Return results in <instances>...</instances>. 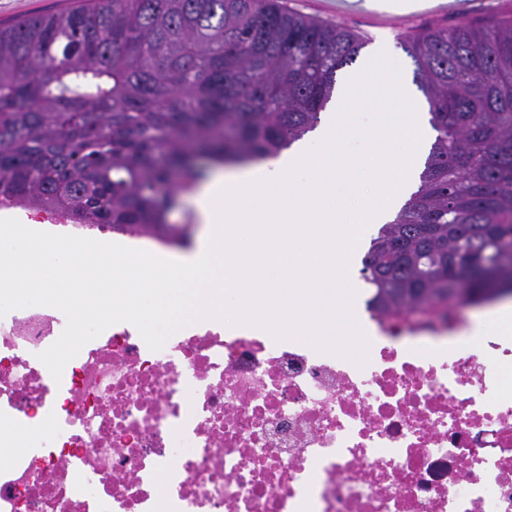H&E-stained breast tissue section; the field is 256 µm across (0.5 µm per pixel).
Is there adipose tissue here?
<instances>
[{
  "label": "adipose tissue",
  "instance_id": "1",
  "mask_svg": "<svg viewBox=\"0 0 512 512\" xmlns=\"http://www.w3.org/2000/svg\"><path fill=\"white\" fill-rule=\"evenodd\" d=\"M435 137L391 48L377 43L313 132L277 156L220 166L198 183L191 202L200 230L191 249L165 258L164 275L121 268L113 284L131 316L160 318L173 330L194 307L271 334L346 344L360 244L417 191ZM151 278L162 289L154 299L142 294Z\"/></svg>",
  "mask_w": 512,
  "mask_h": 512
}]
</instances>
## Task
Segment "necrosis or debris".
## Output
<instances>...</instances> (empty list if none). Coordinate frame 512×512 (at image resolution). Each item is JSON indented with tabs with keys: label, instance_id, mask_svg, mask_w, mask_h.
I'll use <instances>...</instances> for the list:
<instances>
[{
	"label": "necrosis or debris",
	"instance_id": "4bbe7bcc",
	"mask_svg": "<svg viewBox=\"0 0 512 512\" xmlns=\"http://www.w3.org/2000/svg\"><path fill=\"white\" fill-rule=\"evenodd\" d=\"M66 325L0 318V512H512V337L369 313L360 360L207 319L149 350L120 322L54 379Z\"/></svg>",
	"mask_w": 512,
	"mask_h": 512
}]
</instances>
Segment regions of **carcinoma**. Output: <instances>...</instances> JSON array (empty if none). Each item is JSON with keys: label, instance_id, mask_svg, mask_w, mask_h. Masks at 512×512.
<instances>
[{"label": "carcinoma", "instance_id": "1", "mask_svg": "<svg viewBox=\"0 0 512 512\" xmlns=\"http://www.w3.org/2000/svg\"><path fill=\"white\" fill-rule=\"evenodd\" d=\"M437 132L419 190L370 242V308L512 291V20L398 35ZM363 38L282 0H82L0 25V202L173 246L202 162L313 129Z\"/></svg>", "mask_w": 512, "mask_h": 512}]
</instances>
